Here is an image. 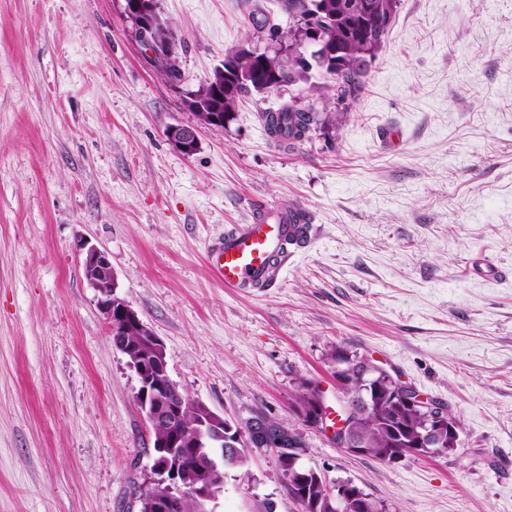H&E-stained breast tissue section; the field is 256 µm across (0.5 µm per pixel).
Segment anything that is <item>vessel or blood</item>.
<instances>
[{"label":"vessel or blood","mask_w":512,"mask_h":512,"mask_svg":"<svg viewBox=\"0 0 512 512\" xmlns=\"http://www.w3.org/2000/svg\"><path fill=\"white\" fill-rule=\"evenodd\" d=\"M309 220L299 206L290 212L254 207L247 223L208 246L206 262L215 281L228 291L275 287L292 254L310 246Z\"/></svg>","instance_id":"1"}]
</instances>
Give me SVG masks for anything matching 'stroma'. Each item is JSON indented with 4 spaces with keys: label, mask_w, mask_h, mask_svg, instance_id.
I'll use <instances>...</instances> for the list:
<instances>
[{
    "label": "stroma",
    "mask_w": 512,
    "mask_h": 512,
    "mask_svg": "<svg viewBox=\"0 0 512 512\" xmlns=\"http://www.w3.org/2000/svg\"><path fill=\"white\" fill-rule=\"evenodd\" d=\"M159 5L178 81L145 56L125 0H0V512H139L151 475L82 241L191 400L296 429L306 467L388 512H512V0H399L358 95L315 73L246 95L225 130L185 98L255 35L242 0ZM295 95L347 118L275 141L258 114ZM175 125L196 128L194 154ZM257 203L302 205L317 236L279 287L231 294L205 250ZM478 255L491 272H473ZM339 346L447 405L459 448L388 464L308 426L300 386L335 400ZM207 508L302 512L271 453L227 471ZM168 136L174 146L184 154H192L197 147V135L193 127L172 126L168 130Z\"/></svg>",
    "instance_id": "stroma-1"
}]
</instances>
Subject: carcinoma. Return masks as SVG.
<instances>
[{"instance_id":"carcinoma-1","label":"carcinoma","mask_w":512,"mask_h":512,"mask_svg":"<svg viewBox=\"0 0 512 512\" xmlns=\"http://www.w3.org/2000/svg\"><path fill=\"white\" fill-rule=\"evenodd\" d=\"M361 0H278L281 9L288 14V29L282 30L271 18L262 14L256 21L260 31L267 32L268 39L276 44L285 42L296 45L308 36V28L321 31L323 39L336 48V65H331L311 52L312 61L307 65H296L278 55L276 48L264 47L251 55H238L235 61L233 77L225 75L226 67L215 69L198 89L189 92L187 105H200L209 98L211 86L215 83L227 85L220 110L227 128L234 120V113L240 98L245 94H268L278 91L282 85L269 81L268 71H288L286 84L294 85L308 80L312 67L317 66L336 81L338 97L344 98L359 92L360 77L365 67L383 47L396 17L398 0H372L383 4L390 10L386 16L372 12L366 16L350 13L341 9V4ZM267 132L275 139L304 142L311 138L312 132L319 128L336 125L340 113L328 107L321 112L305 106L295 98L282 103L275 110H263L259 113ZM331 361L342 364L344 395L356 396L359 392L369 393V409L358 408L351 414V430L361 444L362 451L381 461L402 454V449L412 446V442L423 431L429 415L427 412L405 405L398 397V381L383 371L368 368V359L344 349H336ZM316 387L307 383L296 399L295 411L302 417L315 411L317 399ZM263 422L265 437L271 441L278 437L288 439L292 428L266 416L258 415ZM293 451L280 448L276 451L277 463L282 474L288 477V489L299 502L302 512H336L335 505L322 495V490L314 475L305 476L297 470L291 455L305 452L307 444L303 436L294 433ZM225 470L210 469L203 461L189 453L184 457L181 486L190 490L198 483L210 481L222 483Z\"/></svg>"}]
</instances>
